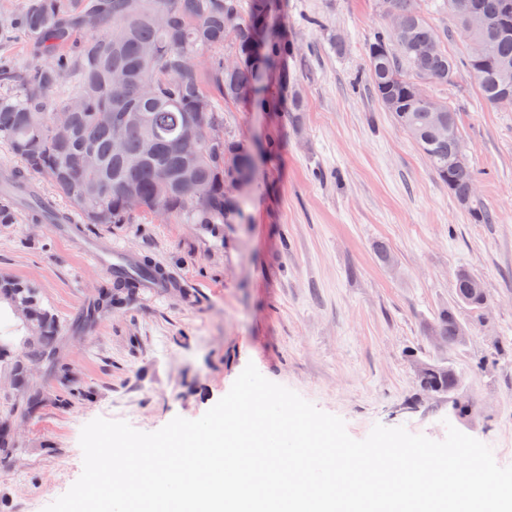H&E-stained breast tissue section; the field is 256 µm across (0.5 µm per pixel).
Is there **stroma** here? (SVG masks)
Wrapping results in <instances>:
<instances>
[{
  "label": "stroma",
  "mask_w": 512,
  "mask_h": 512,
  "mask_svg": "<svg viewBox=\"0 0 512 512\" xmlns=\"http://www.w3.org/2000/svg\"><path fill=\"white\" fill-rule=\"evenodd\" d=\"M441 2L418 5L442 48L464 58L468 41ZM274 22L299 51L265 75L263 95L284 103L296 86L304 107H225L224 134L253 158L237 222L140 213L83 227L177 271L190 302L136 294L80 324L107 278L29 210L14 206L13 222L0 224V277L38 288L59 323L53 358L30 375L40 407L26 408L0 368V415L12 416L17 443L0 457V512H44L70 489L88 422L153 432L199 418L250 363L343 419L354 439L381 424L440 441L452 426L499 465L512 462V107L486 103L464 68L454 84L424 87L456 114L474 202L493 216L475 224L370 92L366 47L390 25L382 0H281ZM380 242L393 264L378 259ZM462 271L490 307L457 310L471 334L452 360L473 404L458 418L420 392L410 361L440 355L429 329Z\"/></svg>",
  "instance_id": "stroma-1"
}]
</instances>
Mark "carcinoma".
I'll return each mask as SVG.
<instances>
[{"label":"carcinoma","mask_w":512,"mask_h":512,"mask_svg":"<svg viewBox=\"0 0 512 512\" xmlns=\"http://www.w3.org/2000/svg\"><path fill=\"white\" fill-rule=\"evenodd\" d=\"M512 0H472L485 15L496 17ZM27 0L25 8L0 18V29L25 33L40 61L22 75L23 94L0 98V139L20 161L10 181L25 185L32 176L47 178L70 200L86 224H126L136 213L163 214L187 224H228L240 214L238 201L225 194L224 175L248 178L250 158L240 143L228 137L204 143L192 157L178 151L186 123L202 113L205 125L224 128V105L246 102L242 93L256 76L295 53L294 43L280 37L268 19L275 0ZM409 28L403 41L381 31L368 44V84L384 111L397 125L413 131V140L431 170L458 200L475 185L472 166H456L452 157L464 148L461 136L437 133L442 120L456 119L448 107L425 93L410 96L412 86L425 82L450 84L458 61L441 49L421 48L440 42L436 30L417 7V0H392ZM231 42L237 61L228 65L221 55L206 52ZM466 66L486 102L494 104L504 89L501 69L512 70V33L492 28L470 38ZM410 73H405L404 68ZM126 82L116 88L113 74ZM68 79L71 91H54ZM123 112L137 118L138 131L114 152L106 116ZM190 171L194 190H182L180 179ZM169 193L160 195L162 179ZM137 293L135 282L100 293L93 313L120 305ZM481 282L467 272L457 275L453 304L434 320L431 335L448 346V353L469 338L455 306L484 309ZM0 302L12 311L22 307L30 340L24 354L0 335V363H7L26 405L41 403L29 384L25 363L43 361L54 352L59 331L56 317L36 289L16 279L0 278ZM414 374L427 394L470 406L465 379L451 358L416 359Z\"/></svg>","instance_id":"obj_1"}]
</instances>
